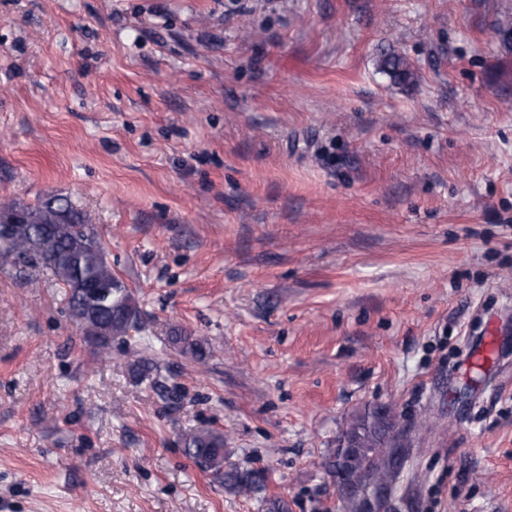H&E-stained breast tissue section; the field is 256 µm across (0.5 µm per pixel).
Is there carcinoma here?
<instances>
[{
    "instance_id": "obj_1",
    "label": "carcinoma",
    "mask_w": 512,
    "mask_h": 512,
    "mask_svg": "<svg viewBox=\"0 0 512 512\" xmlns=\"http://www.w3.org/2000/svg\"><path fill=\"white\" fill-rule=\"evenodd\" d=\"M379 69L398 81L413 76L411 63L399 53L385 56ZM35 263L52 270L63 288L70 317L100 345L106 346L112 338L139 329L136 299L112 272L97 230L82 211L55 196L35 204L1 200L0 268L17 269ZM171 340L183 344V350L194 358L205 355L200 341L180 334ZM137 378L156 389L166 388L154 365L139 364ZM388 426L380 411L368 408L352 419L344 433L357 447H338L328 456V472L340 476L349 491L339 505L344 512H359V493L383 481H398L402 467L394 462ZM182 447L186 456L210 471L229 490L250 493L259 482L256 472L228 461L224 456V434L218 431L188 434Z\"/></svg>"
}]
</instances>
